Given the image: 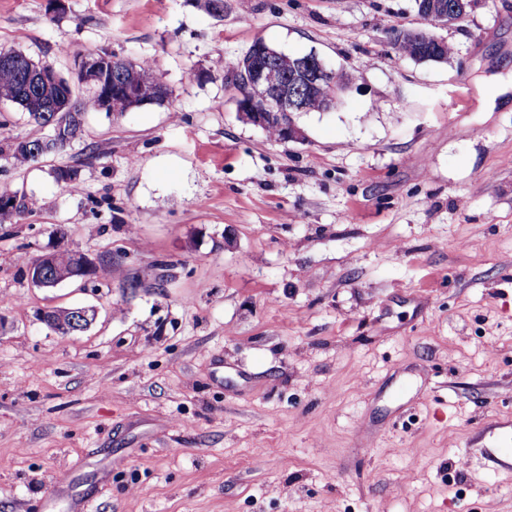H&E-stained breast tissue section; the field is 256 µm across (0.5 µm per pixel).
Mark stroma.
Wrapping results in <instances>:
<instances>
[{
    "label": "stroma",
    "instance_id": "obj_1",
    "mask_svg": "<svg viewBox=\"0 0 512 512\" xmlns=\"http://www.w3.org/2000/svg\"><path fill=\"white\" fill-rule=\"evenodd\" d=\"M0 0V46L73 78L111 51L163 105L88 111L0 190V512H512V0H473L418 62L413 0ZM353 83L281 143L244 121L255 40ZM59 165L76 180L57 183ZM111 258L33 286L57 238ZM90 307L61 335L41 310ZM404 31V29L396 31L393 38L394 46L401 55L419 62L437 61V58L444 59L446 57H444V55L447 54L446 47L435 48L433 51H430L429 48H425L422 44L412 39H417L425 46H430L431 48L437 45H445L448 47L442 39L435 36L428 28L420 27L407 30L412 38H410L407 33H404Z\"/></svg>",
    "mask_w": 512,
    "mask_h": 512
}]
</instances>
